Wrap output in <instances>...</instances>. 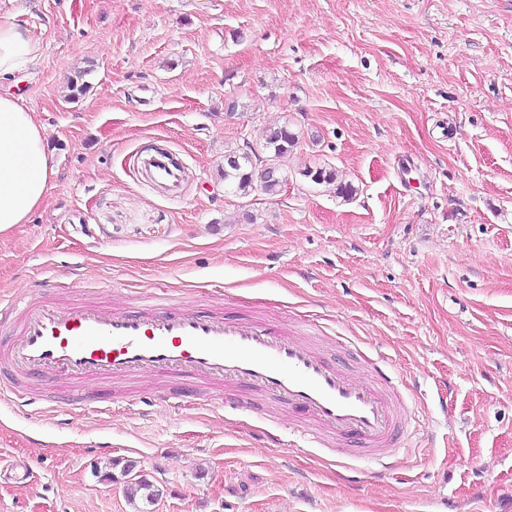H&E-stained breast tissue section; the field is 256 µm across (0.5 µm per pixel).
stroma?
I'll use <instances>...</instances> for the list:
<instances>
[{
	"instance_id": "obj_1",
	"label": "stroma",
	"mask_w": 512,
	"mask_h": 512,
	"mask_svg": "<svg viewBox=\"0 0 512 512\" xmlns=\"http://www.w3.org/2000/svg\"><path fill=\"white\" fill-rule=\"evenodd\" d=\"M42 56L13 91L55 169L0 236V300L140 307L151 289L204 312L312 320L413 381L395 466L278 443L257 412L142 413L0 400V512H512V0H0ZM86 94L70 99V79ZM235 111H228V104ZM298 134L276 196L228 191L224 155L267 125ZM185 166L178 192L141 153ZM329 164L355 195L302 177ZM110 452L99 450L100 443Z\"/></svg>"
}]
</instances>
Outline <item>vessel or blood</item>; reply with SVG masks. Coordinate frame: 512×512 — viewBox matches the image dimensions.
Masks as SVG:
<instances>
[{
  "label": "vessel or blood",
  "mask_w": 512,
  "mask_h": 512,
  "mask_svg": "<svg viewBox=\"0 0 512 512\" xmlns=\"http://www.w3.org/2000/svg\"><path fill=\"white\" fill-rule=\"evenodd\" d=\"M156 185L177 190L183 166L158 151L141 160ZM176 373L222 382L221 402L241 409L240 388L279 400L283 414L302 416L310 447L341 460L363 457L383 467L396 460L409 408L378 358L350 371L330 361L309 338L252 318L203 314L191 304H155L129 313L86 300L59 304L20 300L0 311V396L11 404L65 392L84 405L100 384Z\"/></svg>",
  "instance_id": "1"
}]
</instances>
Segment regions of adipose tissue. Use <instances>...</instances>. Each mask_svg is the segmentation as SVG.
Returning <instances> with one entry per match:
<instances>
[{
	"label": "adipose tissue",
	"instance_id": "obj_1",
	"mask_svg": "<svg viewBox=\"0 0 512 512\" xmlns=\"http://www.w3.org/2000/svg\"><path fill=\"white\" fill-rule=\"evenodd\" d=\"M42 45L15 16L0 15V81L26 72ZM43 130L21 100L0 92V234L44 204L50 178Z\"/></svg>",
	"mask_w": 512,
	"mask_h": 512
}]
</instances>
